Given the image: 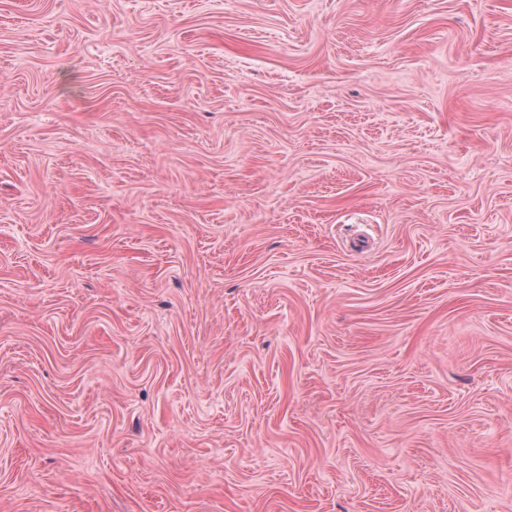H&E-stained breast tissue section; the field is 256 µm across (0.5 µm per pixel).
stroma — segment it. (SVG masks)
<instances>
[{"mask_svg":"<svg viewBox=\"0 0 512 512\" xmlns=\"http://www.w3.org/2000/svg\"><path fill=\"white\" fill-rule=\"evenodd\" d=\"M0 512H512V0H0Z\"/></svg>","mask_w":512,"mask_h":512,"instance_id":"obj_1","label":"stroma"}]
</instances>
